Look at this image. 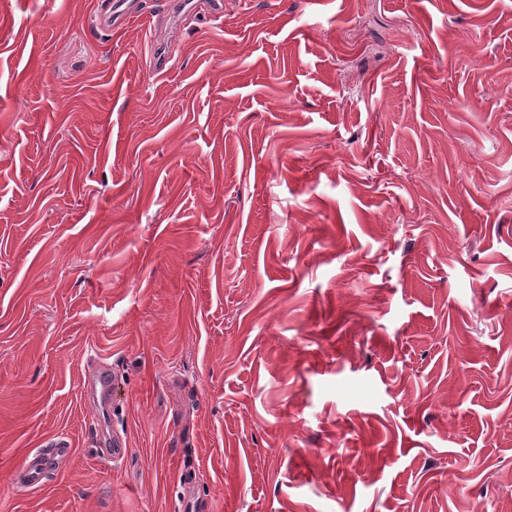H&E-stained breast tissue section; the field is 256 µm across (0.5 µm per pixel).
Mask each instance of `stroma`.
Wrapping results in <instances>:
<instances>
[{
  "mask_svg": "<svg viewBox=\"0 0 512 512\" xmlns=\"http://www.w3.org/2000/svg\"><path fill=\"white\" fill-rule=\"evenodd\" d=\"M101 2L0 0V512H512V0H224L162 74ZM112 370L106 367L95 368L84 378L83 386L93 395V405L100 411L104 422L112 425V385L115 383ZM71 453L60 441L48 439L41 443L40 448L31 450L15 480L18 487L33 488L40 486L52 470L51 465L58 458H65Z\"/></svg>",
  "mask_w": 512,
  "mask_h": 512,
  "instance_id": "stroma-1",
  "label": "stroma"
}]
</instances>
